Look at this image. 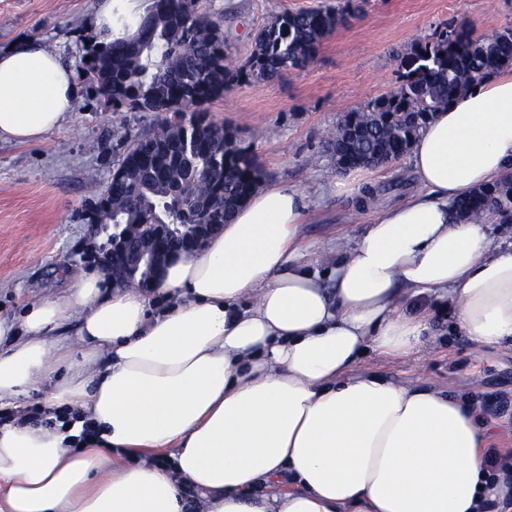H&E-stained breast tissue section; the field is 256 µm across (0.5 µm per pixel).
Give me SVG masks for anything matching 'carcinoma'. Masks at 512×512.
Wrapping results in <instances>:
<instances>
[{
  "label": "carcinoma",
  "instance_id": "1",
  "mask_svg": "<svg viewBox=\"0 0 512 512\" xmlns=\"http://www.w3.org/2000/svg\"><path fill=\"white\" fill-rule=\"evenodd\" d=\"M350 4L339 9L286 11L255 34V52L239 69L225 61L223 16L200 13L196 0H152L137 36L83 51L79 71L117 112H171L153 134L130 145L120 167L91 212L103 224H180L186 214L210 204L205 219L222 224L263 181L249 148L225 127L201 113H186L224 94L236 81H271L301 68L322 41L341 25ZM91 60H86V57ZM399 86L359 110L344 114L326 136L338 170L360 167L366 158L387 162L409 152L435 112L487 75L512 69V26L491 37L464 25L449 26L418 42L398 58ZM457 212L478 220L491 212L512 224V178L481 187L454 203Z\"/></svg>",
  "mask_w": 512,
  "mask_h": 512
}]
</instances>
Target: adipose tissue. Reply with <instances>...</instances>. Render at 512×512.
Returning <instances> with one entry per match:
<instances>
[{"label":"adipose tissue","mask_w":512,"mask_h":512,"mask_svg":"<svg viewBox=\"0 0 512 512\" xmlns=\"http://www.w3.org/2000/svg\"><path fill=\"white\" fill-rule=\"evenodd\" d=\"M150 0H98L91 32L138 30ZM74 69L34 39L0 50V142L43 141L73 112ZM417 191L377 210L319 270L307 195L260 189L153 293L77 272L0 316V512H502L479 406L366 367L421 353L419 296L476 349L512 343V241L453 202L512 172V70L436 112ZM45 389L38 418L21 399ZM91 438H82L84 427Z\"/></svg>","instance_id":"1"}]
</instances>
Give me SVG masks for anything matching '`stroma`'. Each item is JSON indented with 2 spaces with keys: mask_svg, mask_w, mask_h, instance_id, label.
Returning <instances> with one entry per match:
<instances>
[{
  "mask_svg": "<svg viewBox=\"0 0 512 512\" xmlns=\"http://www.w3.org/2000/svg\"><path fill=\"white\" fill-rule=\"evenodd\" d=\"M352 2L347 23L331 34L314 60L272 82L238 83L201 106L208 119L233 129L254 153L267 185H292L311 201L301 227L304 243L326 269L354 246L373 205L407 198L416 185L408 158L374 170L336 172L323 139L344 113L399 84L397 58L448 24H470L490 36L512 26V0H197L198 11L224 16L233 66L253 50V34L276 15ZM97 0H0V49L34 38L77 64ZM75 110L42 142L0 143V314L19 315L26 300L59 294L76 270L94 269L83 256L91 235L89 202L105 190L130 138L157 130L164 112H117L80 79ZM373 189L361 203L359 186ZM422 356L370 355L373 370L401 384L423 382L451 395L512 394V349L476 350L451 324L438 320Z\"/></svg>",
  "mask_w": 512,
  "mask_h": 512,
  "instance_id": "obj_1",
  "label": "stroma"
}]
</instances>
